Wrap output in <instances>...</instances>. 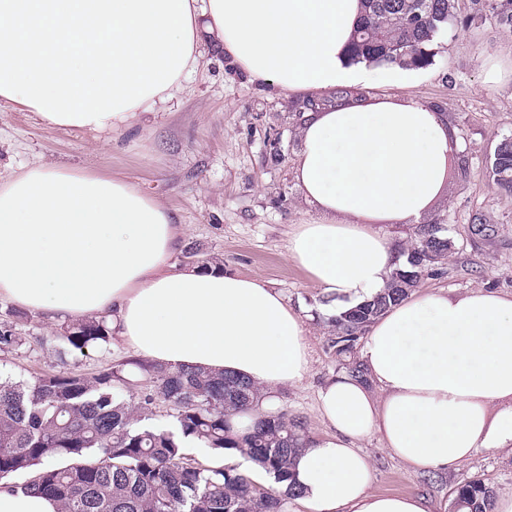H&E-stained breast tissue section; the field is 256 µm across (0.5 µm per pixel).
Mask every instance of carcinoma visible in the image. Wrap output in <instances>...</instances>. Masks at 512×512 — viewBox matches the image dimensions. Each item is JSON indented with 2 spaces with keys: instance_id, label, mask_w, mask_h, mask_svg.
I'll use <instances>...</instances> for the list:
<instances>
[{
  "instance_id": "1",
  "label": "carcinoma",
  "mask_w": 512,
  "mask_h": 512,
  "mask_svg": "<svg viewBox=\"0 0 512 512\" xmlns=\"http://www.w3.org/2000/svg\"><path fill=\"white\" fill-rule=\"evenodd\" d=\"M470 21L493 19L512 30V0H471ZM362 17L352 38L356 59L418 68L430 62L426 46L457 21L458 0H361ZM493 185L512 193V138L490 158ZM469 231L475 243H491L497 225L476 214ZM455 244L437 222L419 224L406 263L393 271L381 293L330 318L336 355L348 357L368 327L408 297L424 274L442 269ZM183 262L201 269L224 266L192 245ZM28 312L0 313V352L25 343L19 327ZM60 361L85 356L110 343L103 319L65 322L57 335ZM134 365L132 373L127 365ZM151 387H142V379ZM249 380L224 372L172 368L131 360L93 376L68 368L35 383L0 375V481L26 493L54 496L59 512H288L300 496L294 461L309 435L301 421L284 414H258L239 428L237 419L258 402ZM174 411V429L147 423L156 398ZM241 456L260 465L272 484L252 480L234 465L208 466L186 457L183 442ZM26 475L21 483L13 481ZM496 490L480 479L452 491V512H492Z\"/></svg>"
}]
</instances>
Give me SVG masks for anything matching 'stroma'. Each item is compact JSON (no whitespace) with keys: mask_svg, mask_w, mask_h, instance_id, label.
Returning <instances> with one entry per match:
<instances>
[{"mask_svg":"<svg viewBox=\"0 0 512 512\" xmlns=\"http://www.w3.org/2000/svg\"><path fill=\"white\" fill-rule=\"evenodd\" d=\"M471 11L470 0H460L457 22L428 45L431 62L417 82L352 91L356 98L413 97L442 112L462 143L467 166L452 167L429 214L447 226L456 248L441 274L421 278V294L474 287L512 294V194L493 188L489 168L498 143L512 138V80L486 81L489 61L512 57V33L490 21L467 23ZM306 100L303 93L258 89L207 43L183 90L116 133L52 127L34 113L1 104L0 181L38 163L123 178L169 208L183 244L199 245L222 257L225 270L261 277L276 288L304 318L310 357L306 377L279 392L278 409L302 418L316 436L328 430L317 392L343 368L331 346L326 299L288 257L295 226L315 216L295 179L301 149L296 112ZM476 213L498 225L492 243L471 244L469 219ZM19 331L26 342L16 352L0 353V372L32 382L60 369L54 353L58 324L35 314ZM133 357L115 337L105 349L69 357L65 365L91 376ZM360 446L371 459L372 491L422 496L432 512H449L451 490L472 478L498 494L512 493V450L506 448L479 449L445 471H414L378 435Z\"/></svg>","mask_w":512,"mask_h":512,"instance_id":"obj_1","label":"stroma"}]
</instances>
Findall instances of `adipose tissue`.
<instances>
[{
    "mask_svg": "<svg viewBox=\"0 0 512 512\" xmlns=\"http://www.w3.org/2000/svg\"><path fill=\"white\" fill-rule=\"evenodd\" d=\"M360 12V0H0V103L117 132L182 86L206 42L257 84L362 87ZM300 138L295 178L316 216L288 256L342 311L387 287L397 258L377 227L428 214L459 140L437 110L389 96L304 113ZM181 235L123 178L28 167L0 183V299L50 320L107 319L141 359L248 378L273 411L310 370L303 318L259 278L175 270ZM360 360L368 383L320 387L330 432L294 462L312 512H430L420 496L371 491L370 434L414 470L512 447V295H409L372 324Z\"/></svg>",
    "mask_w": 512,
    "mask_h": 512,
    "instance_id": "adipose-tissue-1",
    "label": "adipose tissue"
}]
</instances>
